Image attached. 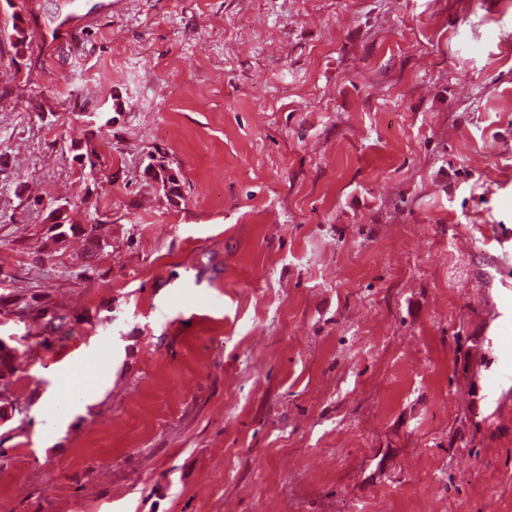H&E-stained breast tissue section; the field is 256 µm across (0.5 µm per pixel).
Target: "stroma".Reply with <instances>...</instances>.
Here are the masks:
<instances>
[{"label":"stroma","mask_w":512,"mask_h":512,"mask_svg":"<svg viewBox=\"0 0 512 512\" xmlns=\"http://www.w3.org/2000/svg\"><path fill=\"white\" fill-rule=\"evenodd\" d=\"M16 2L0 512H512V0ZM164 157L150 156L149 162L144 167L143 173L161 184L164 196L168 201L181 197L180 176L177 171L165 164ZM105 226L106 222L98 218L94 219L93 223L89 224L87 227L75 224L65 225L63 221H53L48 228V232L52 233V235L48 237V240H52L53 243H59L63 242L69 233L71 235H81L86 242V252L82 257L85 262L83 265V273L85 275H92L97 271V266L93 259L110 246L107 241L109 234ZM30 299L19 298L18 295H14L12 292L7 295L0 292V308H4L8 313L20 314L24 319L44 321L50 335L61 331L66 324L65 316L60 314L58 310L51 309L45 303L39 302L35 296H31ZM9 306L11 307L7 310ZM21 316H14L17 322L23 321ZM84 371L80 364H76L73 368H70L67 383L71 386L72 399L70 403L59 411V413L65 411L69 412L70 408L74 405V403L78 400H88L92 396H94L99 388V383L96 379L92 377L90 381H85L83 379Z\"/></svg>","instance_id":"35a3bbf8"}]
</instances>
